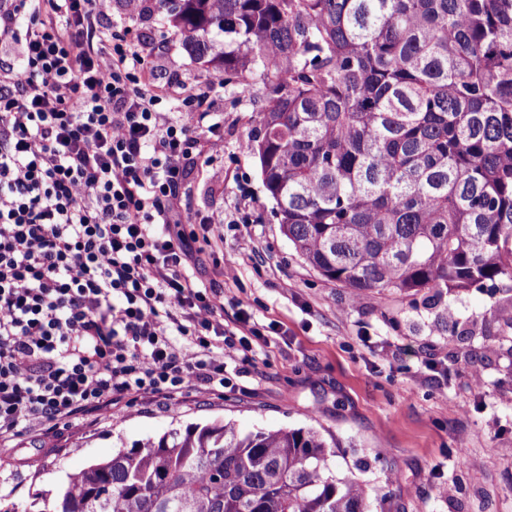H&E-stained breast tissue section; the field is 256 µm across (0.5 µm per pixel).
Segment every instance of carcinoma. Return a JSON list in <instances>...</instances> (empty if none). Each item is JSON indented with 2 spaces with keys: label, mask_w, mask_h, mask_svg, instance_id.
Listing matches in <instances>:
<instances>
[{
  "label": "carcinoma",
  "mask_w": 512,
  "mask_h": 512,
  "mask_svg": "<svg viewBox=\"0 0 512 512\" xmlns=\"http://www.w3.org/2000/svg\"><path fill=\"white\" fill-rule=\"evenodd\" d=\"M190 53L269 86L251 152L297 255L354 291L512 283V0H158ZM317 428L172 429L38 512H368Z\"/></svg>",
  "instance_id": "obj_1"
}]
</instances>
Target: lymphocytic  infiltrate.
<instances>
[{
    "label": "lymphocytic infiltrate",
    "mask_w": 512,
    "mask_h": 512,
    "mask_svg": "<svg viewBox=\"0 0 512 512\" xmlns=\"http://www.w3.org/2000/svg\"><path fill=\"white\" fill-rule=\"evenodd\" d=\"M112 0H0V444L112 411L223 396L269 336L224 326V279L194 269L214 213L186 229L213 88L159 111Z\"/></svg>",
    "instance_id": "f902f5d3"
}]
</instances>
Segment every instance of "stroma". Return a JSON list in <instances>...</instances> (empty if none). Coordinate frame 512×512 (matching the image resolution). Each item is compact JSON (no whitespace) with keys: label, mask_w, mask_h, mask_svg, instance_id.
Wrapping results in <instances>:
<instances>
[{"label":"stroma","mask_w":512,"mask_h":512,"mask_svg":"<svg viewBox=\"0 0 512 512\" xmlns=\"http://www.w3.org/2000/svg\"><path fill=\"white\" fill-rule=\"evenodd\" d=\"M117 26L145 35L148 64L169 87L162 111L184 90L207 85L212 70L186 50L181 33L154 7L126 15L112 0ZM267 98L262 77L244 74L213 95L210 158L192 178L191 212H219L223 237L203 244L198 272L216 278L212 252L234 262L224 283V325L239 313L274 324L269 346L231 372L223 397L186 393L173 406L123 408L98 421H75L61 435L23 436L0 450V506L28 512L68 473L122 446L174 428L216 419L240 430L314 426L336 441V477L365 482L371 512H512V286L485 283L437 299L426 292H356L326 280L296 254L274 215L257 158L240 153L255 139ZM252 221L238 223L240 213ZM483 388H475L472 372ZM477 459L472 477L468 459ZM447 485V494L437 492Z\"/></svg>","instance_id":"1"}]
</instances>
